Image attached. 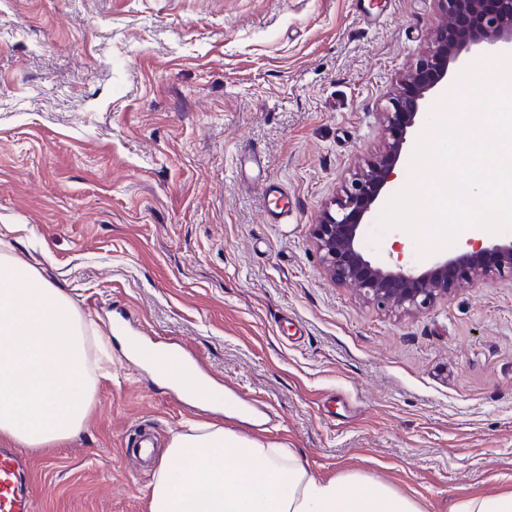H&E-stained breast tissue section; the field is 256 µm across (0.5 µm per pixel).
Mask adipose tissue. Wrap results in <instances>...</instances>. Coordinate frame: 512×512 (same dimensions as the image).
Segmentation results:
<instances>
[{"label": "adipose tissue", "mask_w": 512, "mask_h": 512, "mask_svg": "<svg viewBox=\"0 0 512 512\" xmlns=\"http://www.w3.org/2000/svg\"><path fill=\"white\" fill-rule=\"evenodd\" d=\"M83 314L33 266L0 252V439L42 452L73 438L93 407L100 367ZM124 354L162 368L185 396L200 381L157 346ZM148 512H424L368 476H316L294 449L208 423L173 434L160 455Z\"/></svg>", "instance_id": "1"}]
</instances>
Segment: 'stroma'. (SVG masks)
<instances>
[{
	"instance_id": "35a3bbf8",
	"label": "stroma",
	"mask_w": 512,
	"mask_h": 512,
	"mask_svg": "<svg viewBox=\"0 0 512 512\" xmlns=\"http://www.w3.org/2000/svg\"><path fill=\"white\" fill-rule=\"evenodd\" d=\"M377 19L369 26L364 15ZM435 0H0V251L38 268L112 353L83 431L31 457L33 512H148L155 450L190 421L296 449L451 512L512 491V282L408 316L324 273L311 239L385 139ZM259 155L261 173L240 172ZM292 210L273 223L262 182ZM376 261H417L370 224ZM182 346L270 410L172 396L112 321Z\"/></svg>"
}]
</instances>
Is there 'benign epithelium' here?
Returning <instances> with one entry per match:
<instances>
[{"label": "benign epithelium", "mask_w": 512, "mask_h": 512, "mask_svg": "<svg viewBox=\"0 0 512 512\" xmlns=\"http://www.w3.org/2000/svg\"><path fill=\"white\" fill-rule=\"evenodd\" d=\"M439 22L432 46L388 100L383 119L387 137L379 152L359 167L334 208L323 212L311 238L327 275L338 284L357 287L367 301L416 314L459 290L478 283L512 279V236L487 245L469 243L453 254H440L424 268L375 263L363 252L366 219L383 189L393 180L407 135L420 121L431 93L448 77L463 54L512 49V0H437ZM475 21L469 37L452 39L453 29Z\"/></svg>", "instance_id": "7a95c632"}]
</instances>
